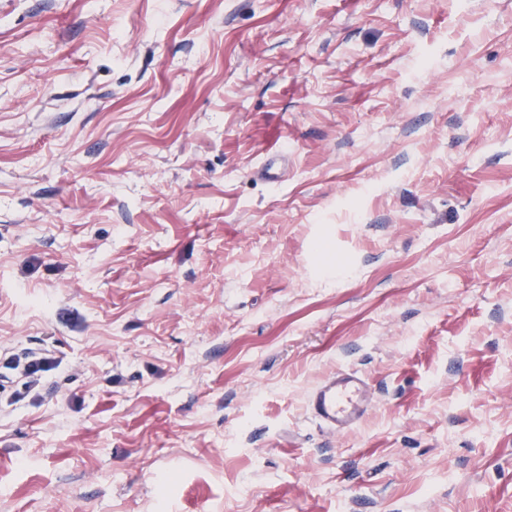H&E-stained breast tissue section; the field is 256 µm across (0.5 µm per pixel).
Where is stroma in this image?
I'll return each mask as SVG.
<instances>
[{"label":"stroma","mask_w":512,"mask_h":512,"mask_svg":"<svg viewBox=\"0 0 512 512\" xmlns=\"http://www.w3.org/2000/svg\"><path fill=\"white\" fill-rule=\"evenodd\" d=\"M43 342L0 512H512V0H0V347ZM371 406L369 378L355 370L329 373L306 395V408L312 419L333 434L353 431Z\"/></svg>","instance_id":"1"}]
</instances>
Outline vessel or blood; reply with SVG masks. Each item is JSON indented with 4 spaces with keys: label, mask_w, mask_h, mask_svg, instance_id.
<instances>
[{
    "label": "vessel or blood",
    "mask_w": 512,
    "mask_h": 512,
    "mask_svg": "<svg viewBox=\"0 0 512 512\" xmlns=\"http://www.w3.org/2000/svg\"><path fill=\"white\" fill-rule=\"evenodd\" d=\"M371 406L370 381L355 370L329 373L306 395V408L315 423L339 435L353 431Z\"/></svg>",
    "instance_id": "obj_1"
}]
</instances>
